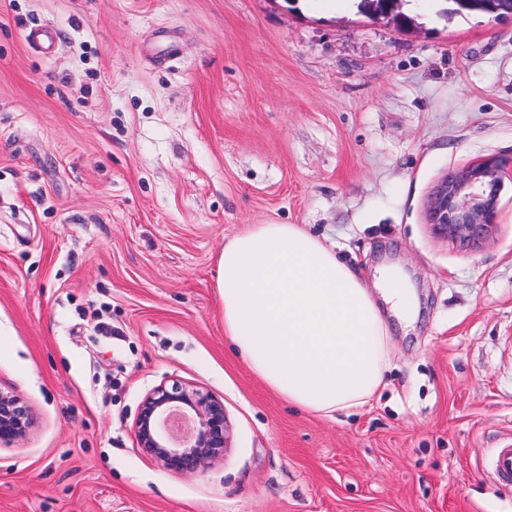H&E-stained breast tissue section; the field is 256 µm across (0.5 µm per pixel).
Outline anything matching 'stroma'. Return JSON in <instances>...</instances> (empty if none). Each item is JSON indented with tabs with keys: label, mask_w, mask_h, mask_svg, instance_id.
Listing matches in <instances>:
<instances>
[{
	"label": "stroma",
	"mask_w": 512,
	"mask_h": 512,
	"mask_svg": "<svg viewBox=\"0 0 512 512\" xmlns=\"http://www.w3.org/2000/svg\"><path fill=\"white\" fill-rule=\"evenodd\" d=\"M444 7L0 0V391L35 415L0 512H512L486 465L512 434V171L478 247L427 218L448 171L512 159V14ZM271 223L413 294L372 405L299 410L231 350L217 257ZM173 379L230 425L191 474L135 437Z\"/></svg>",
	"instance_id": "1"
}]
</instances>
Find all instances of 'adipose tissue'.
<instances>
[{"instance_id": "adipose-tissue-1", "label": "adipose tissue", "mask_w": 512, "mask_h": 512, "mask_svg": "<svg viewBox=\"0 0 512 512\" xmlns=\"http://www.w3.org/2000/svg\"><path fill=\"white\" fill-rule=\"evenodd\" d=\"M224 334L270 390L334 416L368 405L390 368V328L359 273L295 224H252L224 244Z\"/></svg>"}]
</instances>
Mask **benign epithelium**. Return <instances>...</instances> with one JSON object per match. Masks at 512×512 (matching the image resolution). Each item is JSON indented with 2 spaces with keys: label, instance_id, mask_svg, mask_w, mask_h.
Masks as SVG:
<instances>
[{
  "label": "benign epithelium",
  "instance_id": "7a95c632",
  "mask_svg": "<svg viewBox=\"0 0 512 512\" xmlns=\"http://www.w3.org/2000/svg\"><path fill=\"white\" fill-rule=\"evenodd\" d=\"M505 165L491 156L448 173L428 206L434 232L467 247L486 239L499 215ZM181 408L192 413L196 426L188 440L175 443L163 422ZM33 424V412L19 396L0 392V450L16 447ZM135 436L142 451L164 469L186 474L224 456L229 425L222 403L194 385L174 380L147 394L135 419Z\"/></svg>",
  "mask_w": 512,
  "mask_h": 512
}]
</instances>
